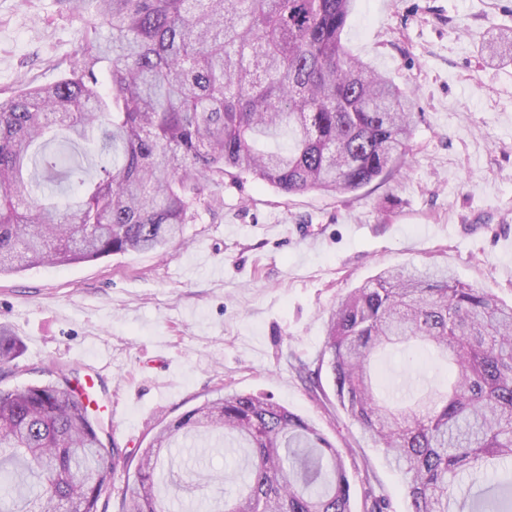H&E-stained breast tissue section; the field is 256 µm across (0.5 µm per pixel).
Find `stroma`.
Wrapping results in <instances>:
<instances>
[{"label": "stroma", "mask_w": 512, "mask_h": 512, "mask_svg": "<svg viewBox=\"0 0 512 512\" xmlns=\"http://www.w3.org/2000/svg\"><path fill=\"white\" fill-rule=\"evenodd\" d=\"M80 28L58 0H0V95L63 78ZM505 29L512 0H355L346 46L414 100L399 172L349 194L290 196L235 172L222 201L162 251L0 276V326L20 344L8 385L48 367L96 381L90 409L120 452L111 505L163 425L234 391L267 396L352 449L354 512L368 483L390 512H407L401 475L339 407L329 372L317 388L308 374L330 311L381 269L444 265L512 302V56L486 52ZM376 370L400 404L447 379L405 352L379 355ZM242 457L215 436L164 452L171 512H209L232 494L224 477Z\"/></svg>", "instance_id": "obj_1"}]
</instances>
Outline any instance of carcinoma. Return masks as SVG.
<instances>
[{
    "instance_id": "1",
    "label": "carcinoma",
    "mask_w": 512,
    "mask_h": 512,
    "mask_svg": "<svg viewBox=\"0 0 512 512\" xmlns=\"http://www.w3.org/2000/svg\"><path fill=\"white\" fill-rule=\"evenodd\" d=\"M83 22L67 77L0 100V274L164 248L219 198L231 170L290 195L356 192L404 161L416 113L386 73L343 42L353 0H65ZM98 142L108 165L64 204L77 167L46 150ZM441 357L444 391L407 409L377 393L375 359ZM16 337L0 328V382ZM336 400L403 476L407 512H512V477L472 505L464 475L512 459V305L443 269H384L325 325ZM0 387V512H107L115 449L69 375ZM218 432L250 462L212 512H353L342 451L268 398L226 393L161 428L120 512H168L161 451ZM365 512L386 500L363 491Z\"/></svg>"
}]
</instances>
